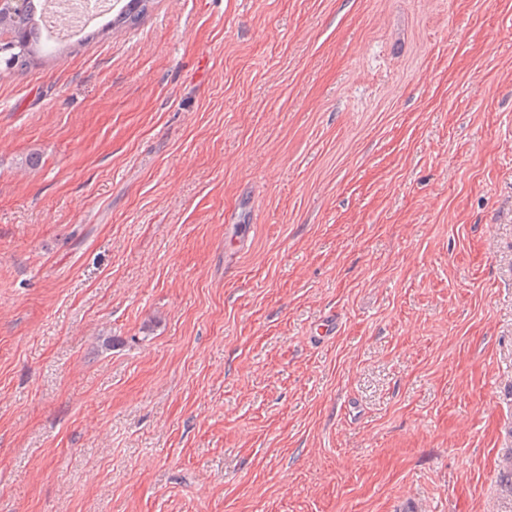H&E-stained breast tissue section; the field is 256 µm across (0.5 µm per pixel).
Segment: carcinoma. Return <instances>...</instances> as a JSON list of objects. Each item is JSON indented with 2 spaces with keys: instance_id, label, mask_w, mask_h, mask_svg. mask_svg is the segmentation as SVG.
<instances>
[{
  "instance_id": "1",
  "label": "carcinoma",
  "mask_w": 512,
  "mask_h": 512,
  "mask_svg": "<svg viewBox=\"0 0 512 512\" xmlns=\"http://www.w3.org/2000/svg\"><path fill=\"white\" fill-rule=\"evenodd\" d=\"M42 15L37 13L34 0H21L15 10H0V28L10 30L13 38L10 49L0 51V67L6 70L23 69L41 58L40 37Z\"/></svg>"
}]
</instances>
